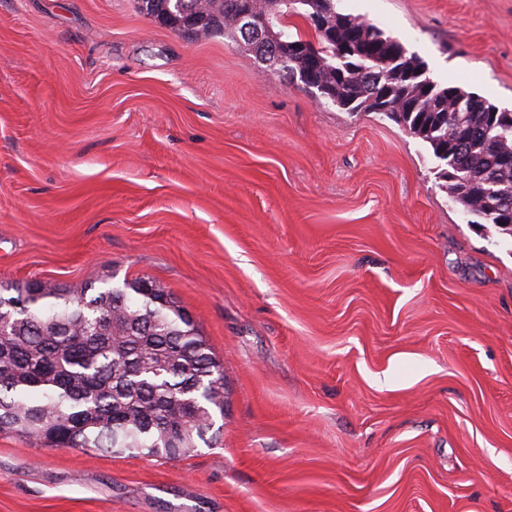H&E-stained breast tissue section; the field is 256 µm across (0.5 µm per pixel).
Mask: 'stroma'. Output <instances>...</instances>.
Wrapping results in <instances>:
<instances>
[{"label":"stroma","instance_id":"35a3bbf8","mask_svg":"<svg viewBox=\"0 0 512 512\" xmlns=\"http://www.w3.org/2000/svg\"><path fill=\"white\" fill-rule=\"evenodd\" d=\"M512 109V0H336ZM388 118L137 0H0V283L147 277L224 366L177 461L0 431V512H512V238Z\"/></svg>","mask_w":512,"mask_h":512}]
</instances>
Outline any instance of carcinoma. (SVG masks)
<instances>
[{
	"label": "carcinoma",
	"mask_w": 512,
	"mask_h": 512,
	"mask_svg": "<svg viewBox=\"0 0 512 512\" xmlns=\"http://www.w3.org/2000/svg\"><path fill=\"white\" fill-rule=\"evenodd\" d=\"M176 0H137L140 12L182 31ZM321 8L336 35L317 43L287 32L288 18ZM337 10L336 0H283L270 33L251 48L317 60L328 100L346 112H373L420 139L440 164L453 202L500 233L493 206L512 195L509 110L461 85H441L425 62L369 21ZM206 33L234 40L224 0H210ZM501 113L493 124L485 113ZM497 170L494 183L484 173ZM224 415V368L191 315L148 278L71 291L40 282L0 286V431L48 447L94 453L138 452L176 460L207 441Z\"/></svg>",
	"instance_id": "cac0c4a2"
}]
</instances>
